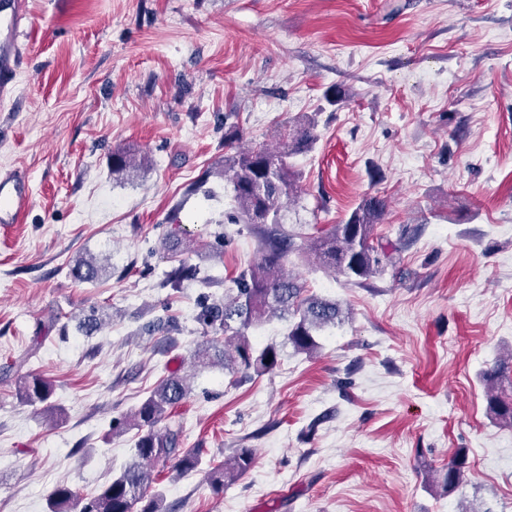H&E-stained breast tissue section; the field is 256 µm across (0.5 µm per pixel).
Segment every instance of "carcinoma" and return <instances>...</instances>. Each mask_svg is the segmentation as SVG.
<instances>
[{
    "instance_id": "cac0c4a2",
    "label": "carcinoma",
    "mask_w": 512,
    "mask_h": 512,
    "mask_svg": "<svg viewBox=\"0 0 512 512\" xmlns=\"http://www.w3.org/2000/svg\"><path fill=\"white\" fill-rule=\"evenodd\" d=\"M315 119L310 118L276 134L277 145L266 143L245 146L236 126L224 134V165L220 176L230 184L238 214L237 223L246 224L258 243L259 261L239 271L224 291V298L204 302L196 315L204 341L193 351L195 366H213L243 376L264 375L278 364V350L273 345L262 349L252 346L248 331L278 317L289 321L287 340L297 352L312 353L318 347V333L349 318L350 310L340 303L307 293L298 277L288 270V258L309 253L318 266L330 269L350 284H360L385 271L393 263L389 247L377 241L376 229L385 212L384 201L377 196L364 197L339 224H329L298 244L284 228L286 206L298 196V175L288 159L313 148L317 140ZM145 158H136L127 150L112 153V178L131 170L144 169ZM70 273L80 282H96L107 267L95 258L79 255ZM197 267L187 259L177 260L166 274V284L179 289L184 282L198 278ZM512 355L483 375L488 410L499 423L512 427V398L500 391V383ZM28 403H46L53 385L40 375L27 377L19 387ZM190 392L186 377L169 373L133 411L113 422L112 432L129 428L142 432L133 448V459L118 475L94 493L81 496L68 485H58L49 497V512H164L163 496L147 495L146 485L153 472L166 469L185 474L197 469L203 448L183 447V427L170 422L172 411ZM255 450L237 448L231 456L210 469L208 479L217 493L227 482L235 481L253 467ZM465 459L458 455L443 476L444 487L453 491L464 480Z\"/></svg>"
}]
</instances>
